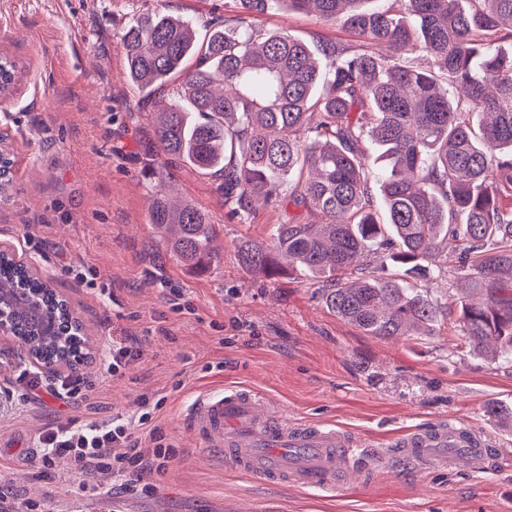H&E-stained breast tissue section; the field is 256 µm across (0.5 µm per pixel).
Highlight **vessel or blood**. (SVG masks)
Wrapping results in <instances>:
<instances>
[{
  "instance_id": "b4317fda",
  "label": "vessel or blood",
  "mask_w": 512,
  "mask_h": 512,
  "mask_svg": "<svg viewBox=\"0 0 512 512\" xmlns=\"http://www.w3.org/2000/svg\"><path fill=\"white\" fill-rule=\"evenodd\" d=\"M186 424L206 450L247 475L327 491L366 477L376 457L427 469L448 465L451 449L460 448L470 466L479 469L496 455L482 432L459 420L411 428L385 448L364 450L335 427L289 420L270 409L265 395L242 387L200 394Z\"/></svg>"
}]
</instances>
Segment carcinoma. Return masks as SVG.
<instances>
[{
  "instance_id": "carcinoma-1",
  "label": "carcinoma",
  "mask_w": 512,
  "mask_h": 512,
  "mask_svg": "<svg viewBox=\"0 0 512 512\" xmlns=\"http://www.w3.org/2000/svg\"><path fill=\"white\" fill-rule=\"evenodd\" d=\"M234 2L240 13L212 21L205 41L191 21L163 12L123 30L126 80L154 94L176 83L148 153L218 174L219 193L243 219L284 199L317 217L240 242L239 265L322 280L328 307L370 336H403L447 313L411 281L448 274L436 259L455 243L453 304L467 344L511 366L512 44L497 33L512 24V0ZM288 8L340 19L362 43L313 47L252 22ZM420 54L428 66L414 64ZM0 63L8 97L18 65ZM149 222L181 263L200 271L219 263L214 227L192 202L159 190ZM0 311L44 356L81 333L57 288L4 252Z\"/></svg>"
}]
</instances>
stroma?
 <instances>
[{
  "mask_svg": "<svg viewBox=\"0 0 512 512\" xmlns=\"http://www.w3.org/2000/svg\"><path fill=\"white\" fill-rule=\"evenodd\" d=\"M153 9L191 19L201 35L212 18L234 13L232 0H0V55L20 71L0 105L15 186L0 203V246L54 283L98 347L123 336L141 342L124 379L88 361L99 378L89 397L63 401L43 389L0 403V491L14 492L19 508L100 512L84 476L35 479L37 436L55 422L136 419L146 394L162 406L136 432L158 430L175 457L148 475V494L100 478L123 512H512V426L486 412L491 402L512 407V367L470 352L457 312L425 332L365 335L327 308L308 277L272 280L239 265L236 245L287 223L285 205L239 220L210 175L146 153L155 108L124 81L117 38ZM258 23L311 44L356 41L342 22L302 11ZM155 161L175 196L210 217L220 261L209 271L166 255L148 222L144 174ZM228 386L256 389L288 418L334 425L362 444L457 419L488 432L501 453L480 470L458 463L420 473L375 459L370 480L333 494L270 483L227 469L182 422L201 392Z\"/></svg>",
  "mask_w": 512,
  "mask_h": 512,
  "instance_id": "stroma-1",
  "label": "stroma"
}]
</instances>
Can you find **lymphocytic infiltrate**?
<instances>
[{
    "mask_svg": "<svg viewBox=\"0 0 512 512\" xmlns=\"http://www.w3.org/2000/svg\"><path fill=\"white\" fill-rule=\"evenodd\" d=\"M38 444L40 479H55L56 463L64 459L76 473L111 475L129 491L141 489L144 474L166 470L174 457L173 448L159 442L145 450L134 425L119 418L103 425L61 423L40 435Z\"/></svg>",
    "mask_w": 512,
    "mask_h": 512,
    "instance_id": "obj_1",
    "label": "lymphocytic infiltrate"
}]
</instances>
